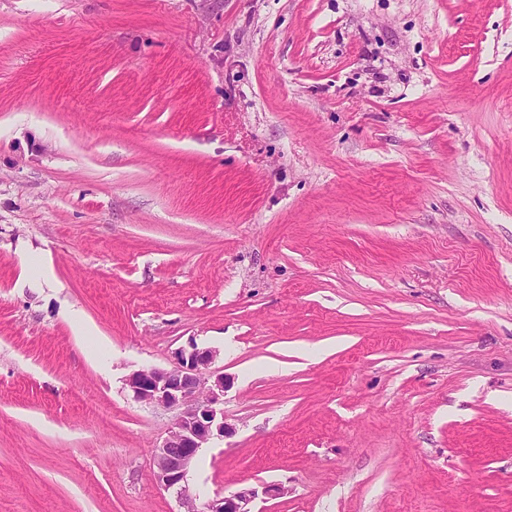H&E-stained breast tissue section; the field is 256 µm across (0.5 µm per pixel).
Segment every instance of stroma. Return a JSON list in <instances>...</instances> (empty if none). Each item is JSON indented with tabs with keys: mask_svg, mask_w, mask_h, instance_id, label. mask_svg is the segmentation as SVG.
<instances>
[{
	"mask_svg": "<svg viewBox=\"0 0 512 512\" xmlns=\"http://www.w3.org/2000/svg\"><path fill=\"white\" fill-rule=\"evenodd\" d=\"M193 344L199 501L512 512V0H0V512H178ZM219 354L216 349H199L193 344L177 353L172 368L138 369L125 380L137 401L180 411L153 458V479L158 487L175 495L183 509L178 512H255L251 505L259 496L256 488H242L199 508L186 486L200 449L234 432L224 418L227 379L213 369Z\"/></svg>",
	"mask_w": 512,
	"mask_h": 512,
	"instance_id": "obj_1",
	"label": "stroma"
}]
</instances>
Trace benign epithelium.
<instances>
[{
  "label": "benign epithelium",
  "mask_w": 512,
  "mask_h": 512,
  "mask_svg": "<svg viewBox=\"0 0 512 512\" xmlns=\"http://www.w3.org/2000/svg\"><path fill=\"white\" fill-rule=\"evenodd\" d=\"M219 351L191 345L177 353L171 368L149 367L133 371L126 386L142 403L178 411L161 443L155 448L153 479L175 495L181 512H253L251 505L263 494L277 497L285 489L268 485L258 490L242 488L229 496L212 499L199 507L186 481L200 449L215 438L234 432L224 418V373L213 369Z\"/></svg>",
  "instance_id": "7a95c632"
}]
</instances>
